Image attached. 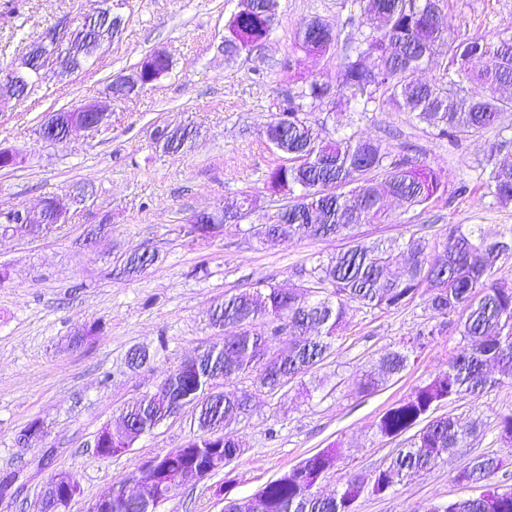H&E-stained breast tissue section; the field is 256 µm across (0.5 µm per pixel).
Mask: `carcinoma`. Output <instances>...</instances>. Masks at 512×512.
<instances>
[{"instance_id":"carcinoma-1","label":"carcinoma","mask_w":512,"mask_h":512,"mask_svg":"<svg viewBox=\"0 0 512 512\" xmlns=\"http://www.w3.org/2000/svg\"><path fill=\"white\" fill-rule=\"evenodd\" d=\"M254 12L237 15L224 36V57L233 61L261 47L276 22L279 0H254ZM364 29L349 39L350 50L338 65V83L331 86L316 79L288 93L284 108L267 123L262 136L270 147L288 152V163L267 173V189L285 200L275 224L262 223L257 235L274 245L298 234L312 238H341L350 242L343 252L311 258V282L328 285L325 295L306 284L288 288L266 281L224 297L212 313L213 323L233 325L240 332L224 337V348L213 347L184 360L165 379L160 392L144 395L125 412L135 430L108 435L98 443L96 455L110 457L115 448H130L136 434L149 432L193 403L197 429L178 456L156 457L158 469L173 471L195 461L217 469L237 455L238 438L227 430L231 420L250 413V399L234 392H215V379L229 380L255 372L260 388L276 391L291 379L307 373L333 347L336 333L354 304L367 308H399L420 292L427 305L443 317L462 312L460 343L447 368L419 386L403 401L387 410L375 424L382 436H399L420 422L442 401L475 395L488 385L484 367L495 362L503 376L512 380V285L492 278L503 259L512 258V227L497 230L472 224L464 229L448 227L442 250L429 251L422 237L410 236L396 246L384 240L357 237L362 224L386 218L384 194L408 207L426 206L442 186L441 178L425 164L391 154L382 142L352 134L333 138L322 134L305 118L306 101L325 107L333 92H347L367 112L371 107H390L407 112L441 136L467 138L497 128L500 115L512 111V96L500 91L512 86V35L488 41L460 37L443 13L439 0H352ZM113 34L100 36L98 27L79 31L77 40L87 44L80 56L62 60L59 79L72 68L83 69L101 54ZM339 33L325 20L313 16L299 24L296 47L312 57H322L337 46ZM448 58L439 84L421 82L416 73L436 54ZM148 80L171 69L170 58L151 53L140 62ZM477 84L484 93L466 88ZM188 132L177 142L167 126L155 131L156 144L166 152L177 151ZM497 204L512 205V164L496 161L485 170ZM155 252L137 248L124 257L126 272L147 269ZM259 322L263 331H251ZM443 325L417 333L408 347L385 353L381 368L386 376L400 373L409 350L422 348L442 334ZM288 335V353L269 349L268 343ZM471 429L450 416L434 417L406 448L397 449L389 465L365 480L349 476L332 496L307 490L306 480L336 466L343 449L336 446L306 458L301 471H287L263 487L259 512H352L364 491L389 487L438 465L445 456L463 447ZM501 459L480 455L460 469L456 479L494 488L498 497L490 504L480 498L451 501L435 512H512V491L500 490L496 476Z\"/></svg>"}]
</instances>
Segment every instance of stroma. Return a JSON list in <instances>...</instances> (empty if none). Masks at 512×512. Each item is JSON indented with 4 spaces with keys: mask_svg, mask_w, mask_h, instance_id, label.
<instances>
[{
    "mask_svg": "<svg viewBox=\"0 0 512 512\" xmlns=\"http://www.w3.org/2000/svg\"><path fill=\"white\" fill-rule=\"evenodd\" d=\"M13 4L10 10L0 6L2 67L46 26L78 20L97 2ZM242 7V0H127L121 34L90 70L43 82L29 97L0 108V147L21 157L17 167L0 170V209L31 207L77 185L87 191L68 223L37 235L0 232V266L8 270L0 284V512H40L42 488L58 473L73 474L80 485L67 512H90L143 460L182 447L196 427L188 407L120 454L94 453L98 431L118 421L125 404L156 393L185 359L223 344L211 314L225 295L259 281L303 283L312 256L348 246L340 238L304 235L261 244L256 212L207 240L190 233L193 213L247 196L275 208L264 178L286 157L259 131L301 77L336 81L347 40L357 36L361 23L351 0H280L279 21L262 49L228 62L220 46ZM442 8L458 32L469 36L492 39L512 26V0H443ZM315 15L339 33L333 53L317 59L294 46L299 24ZM157 50L172 56V72L139 97L115 105L107 130L80 132L62 143L39 136L44 113L104 97L113 75L132 71ZM338 107L330 115L310 104L307 117L331 132L382 141L392 154L440 172L445 183L423 208L388 200L387 221L362 226V234L397 242L417 235L437 251L448 225L512 226V205H498L481 175L493 133L457 142L404 112L359 115L343 95ZM166 123L195 132L179 153L163 152L155 143V128ZM142 246L156 252L155 262L126 275L124 254ZM459 319L456 313L438 317L421 295L401 308H354L330 354L284 388L270 393L257 388L253 375L235 378L229 391L249 395L252 405L249 417L229 426L239 454L224 469L180 487L157 512H223L228 500L255 494L337 443L345 454L324 475L323 494H332L348 475L367 476L385 466L402 440L377 434L376 422L446 369L461 341ZM438 322L442 335L411 353L402 372L375 391H361V379L377 369L385 350L401 348L419 329ZM79 333L82 343L71 346V336ZM135 348L147 351L150 361L131 369L126 357ZM434 413L472 428L466 446L384 494L363 493L354 512H433L478 497L477 488L454 475L479 455L506 460L498 480L502 489H512V443L498 428L500 416L512 413V384L440 402ZM34 422L41 437L24 440Z\"/></svg>",
    "mask_w": 512,
    "mask_h": 512,
    "instance_id": "stroma-1",
    "label": "stroma"
}]
</instances>
